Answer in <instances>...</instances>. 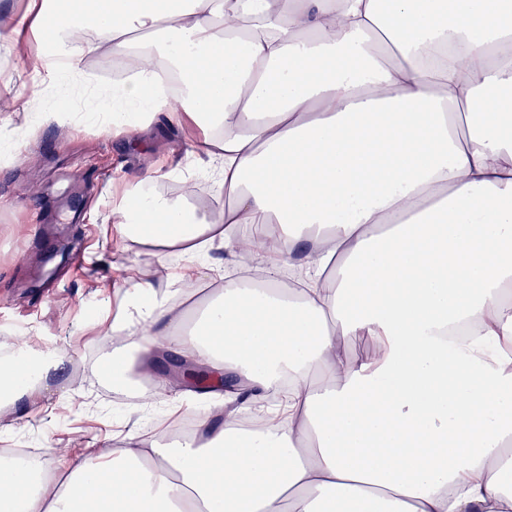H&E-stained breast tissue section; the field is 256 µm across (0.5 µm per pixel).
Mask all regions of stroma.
Wrapping results in <instances>:
<instances>
[{"label": "stroma", "instance_id": "stroma-1", "mask_svg": "<svg viewBox=\"0 0 512 512\" xmlns=\"http://www.w3.org/2000/svg\"><path fill=\"white\" fill-rule=\"evenodd\" d=\"M38 45L27 35L0 46V127L7 130L0 138V355L33 337L65 363L48 400L24 416H0V446L24 441L41 449V463L51 469L65 453L107 454L110 434H165L171 419L192 413L182 385L156 397L147 414L98 373L97 320L103 308L118 310L124 278L137 269L163 285L178 267L120 240L112 209L126 185L151 172L157 178L150 191L173 198L182 194L183 178L193 177L201 216H216L224 192L192 152L196 127L160 118L135 133L87 118L93 93L122 80L110 49L85 56L80 76L37 90L22 58ZM46 99L65 106L70 122L44 119Z\"/></svg>", "mask_w": 512, "mask_h": 512}]
</instances>
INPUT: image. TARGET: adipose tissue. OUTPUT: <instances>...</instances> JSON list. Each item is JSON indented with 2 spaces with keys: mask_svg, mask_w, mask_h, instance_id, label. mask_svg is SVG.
I'll list each match as a JSON object with an SVG mask.
<instances>
[{
  "mask_svg": "<svg viewBox=\"0 0 512 512\" xmlns=\"http://www.w3.org/2000/svg\"><path fill=\"white\" fill-rule=\"evenodd\" d=\"M28 0L0 38L54 22L57 79L109 47L123 104L206 133L230 203L132 185L131 242L173 249L175 289L125 279L98 326L112 381L173 350L208 386L185 440L116 435L99 461L0 459V512H512V0ZM262 266L194 303L240 225ZM301 258L303 278L276 283ZM475 338L448 347L450 328ZM372 337V358L339 337ZM63 359L0 356V410L40 404ZM284 406L244 429L261 393Z\"/></svg>",
  "mask_w": 512,
  "mask_h": 512,
  "instance_id": "obj_1",
  "label": "adipose tissue"
}]
</instances>
